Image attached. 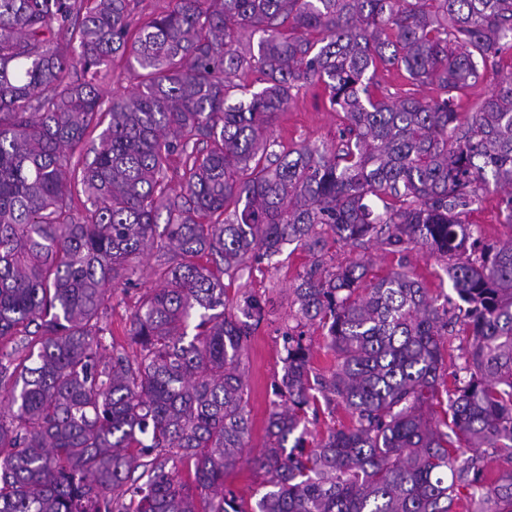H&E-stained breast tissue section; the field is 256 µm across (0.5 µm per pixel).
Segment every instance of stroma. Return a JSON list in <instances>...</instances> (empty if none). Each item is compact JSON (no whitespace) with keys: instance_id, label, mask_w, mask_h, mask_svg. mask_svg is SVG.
Instances as JSON below:
<instances>
[{"instance_id":"stroma-1","label":"stroma","mask_w":512,"mask_h":512,"mask_svg":"<svg viewBox=\"0 0 512 512\" xmlns=\"http://www.w3.org/2000/svg\"><path fill=\"white\" fill-rule=\"evenodd\" d=\"M512 77V48L501 51L493 74L472 84L461 95L458 110L461 119H468L477 103L490 94L498 81ZM374 93L379 97L398 99L408 95L432 100L439 97V90L431 84L408 79L404 71L393 67L378 68L373 77ZM344 120L341 113L333 111L322 87L304 85L294 90L292 100L270 128L276 142V151H291L304 146L337 145ZM502 192L495 185H488L481 203L467 215L468 223L478 227L486 244L493 245L512 234V227L504 222L501 213ZM328 264L346 265L366 261L375 273L406 268L423 282L431 292L451 293L452 286L446 273V261L420 248L391 252L375 243L351 246L342 242H328L325 250ZM313 256L307 250L284 246L272 262L252 263L244 268L235 281L227 282L229 297L248 291L265 298L267 315L257 327L242 357V370L249 393L247 409L252 421L249 445L244 451L246 461L224 474V485L248 502H255L263 493L261 473L252 461L261 455L266 443V426L274 402H277L276 385L283 374L282 332L291 311V289L309 269ZM156 253L140 258L131 283H116L112 298L101 322L112 330L115 344L128 345L131 313L138 297L157 287L154 275Z\"/></svg>"}]
</instances>
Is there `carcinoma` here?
Wrapping results in <instances>:
<instances>
[{
	"label": "carcinoma",
	"instance_id": "cac0c4a2",
	"mask_svg": "<svg viewBox=\"0 0 512 512\" xmlns=\"http://www.w3.org/2000/svg\"><path fill=\"white\" fill-rule=\"evenodd\" d=\"M511 43L512 0H172L138 24L130 0H0V512H512V472L461 459H512V235L487 247L461 219L492 180L512 224V80L464 123L454 97ZM117 57L143 73L106 102ZM380 65L443 96L378 98ZM252 69L257 92L237 81ZM306 84L343 113L341 143L281 155L270 127ZM157 236L130 353L101 318ZM328 236L435 252L460 304L403 267L370 282L364 263L327 267ZM290 244L316 260L293 289L254 460L267 491L248 510L224 471L251 434L241 359L266 301L229 300L223 277ZM309 324L327 330V374ZM457 324L469 378L450 389ZM338 403L350 423L314 435L309 414ZM305 337L303 344L308 346L311 353V365L317 373L329 371L335 364L334 355L326 347L327 339L318 326L304 328Z\"/></svg>",
	"mask_w": 512,
	"mask_h": 512
}]
</instances>
